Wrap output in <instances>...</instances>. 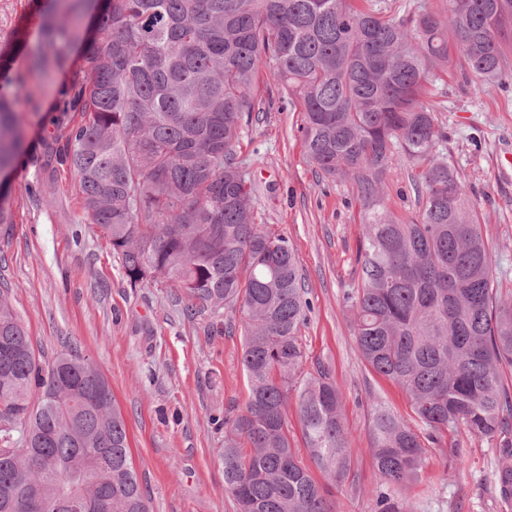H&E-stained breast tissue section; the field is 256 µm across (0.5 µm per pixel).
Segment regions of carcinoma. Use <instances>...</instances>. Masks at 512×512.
Here are the masks:
<instances>
[{
  "mask_svg": "<svg viewBox=\"0 0 512 512\" xmlns=\"http://www.w3.org/2000/svg\"><path fill=\"white\" fill-rule=\"evenodd\" d=\"M368 2L51 0L27 51L29 70L47 73L82 47L84 79L68 91L81 119L65 126L61 157L130 286L175 288L191 314L224 309L240 328L248 400L224 414L219 449L237 512H339L330 487H358L328 367L298 377L309 301L294 250L258 222L236 157L262 111V76L297 96L306 159L323 179L350 182L360 205L356 345L410 408L372 405L376 512H413L404 491L461 429L498 442L501 493H512V290L495 287V252L439 151L448 136L430 101L452 53L477 79H503L512 0L422 3L402 17ZM28 95L23 81L0 93V173L21 156ZM404 164L415 170L411 217L386 204L387 175ZM11 223L0 182V230ZM74 385L105 404L71 409ZM293 391L307 463L290 438ZM68 463L97 471L92 494L112 512H146L107 379L73 352L41 362L1 290L0 512L33 484L55 498Z\"/></svg>",
  "mask_w": 512,
  "mask_h": 512,
  "instance_id": "cac0c4a2",
  "label": "carcinoma"
}]
</instances>
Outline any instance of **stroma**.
<instances>
[{
    "instance_id": "obj_1",
    "label": "stroma",
    "mask_w": 512,
    "mask_h": 512,
    "mask_svg": "<svg viewBox=\"0 0 512 512\" xmlns=\"http://www.w3.org/2000/svg\"><path fill=\"white\" fill-rule=\"evenodd\" d=\"M47 0H0V44L36 37ZM24 76L30 96L25 152L12 176L14 222L0 242V289L46 359L77 349L112 386L126 422L134 465L151 512H236L224 489V411L248 398L242 336L224 331L225 314L189 317L173 288H134L112 248L84 215L77 186L60 162V90L80 78L72 59L49 74L28 73L15 56L1 78ZM442 147L474 202L499 259L497 277L512 289V77L506 86L480 84L449 63L433 88ZM302 114L287 90L263 93V110L237 148L250 176L263 224L292 246L308 289L301 329L304 374L330 369L343 395L354 446L358 491L342 488L341 512H374L376 479L368 451L372 404L383 398L401 414L403 392L361 359L349 298L360 278V208L350 183L322 180L302 147ZM408 166L388 177L389 206L408 217L416 190ZM455 447L431 449L410 494L418 512H512L499 492L495 444L467 433Z\"/></svg>"
}]
</instances>
